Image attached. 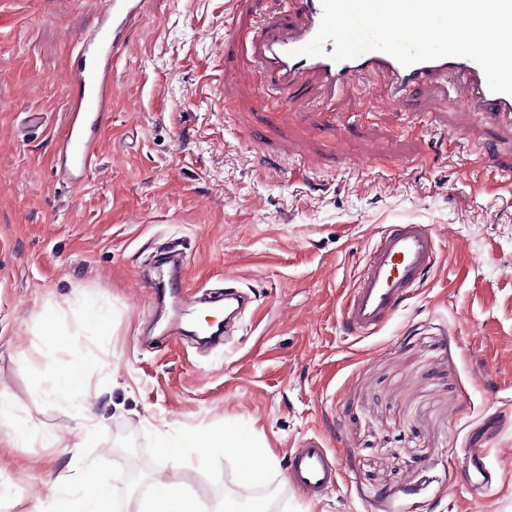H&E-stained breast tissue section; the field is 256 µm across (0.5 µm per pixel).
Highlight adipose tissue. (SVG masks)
I'll return each mask as SVG.
<instances>
[{"mask_svg":"<svg viewBox=\"0 0 512 512\" xmlns=\"http://www.w3.org/2000/svg\"><path fill=\"white\" fill-rule=\"evenodd\" d=\"M250 441L240 431L221 432L208 437H167L159 442L163 457L181 469L193 464L208 462L211 448H246ZM57 491L40 504L36 512H108V481L98 468L79 464L72 473L60 474L56 479ZM135 512H210L200 499L188 495L181 483L155 480L148 495L140 497L134 505Z\"/></svg>","mask_w":512,"mask_h":512,"instance_id":"1","label":"adipose tissue"}]
</instances>
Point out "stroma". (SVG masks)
Segmentation results:
<instances>
[{
  "instance_id": "1",
  "label": "stroma",
  "mask_w": 512,
  "mask_h": 512,
  "mask_svg": "<svg viewBox=\"0 0 512 512\" xmlns=\"http://www.w3.org/2000/svg\"><path fill=\"white\" fill-rule=\"evenodd\" d=\"M149 0L126 32L98 169L58 181L55 154L74 59L98 0H0V393L30 427L0 443V512H34L73 458L138 496L167 463L165 434L248 435L266 469L217 448L187 469L193 494L224 512H512V128L469 112L458 80L401 103L387 81L343 94L326 122L281 103L250 54L294 0ZM241 81L223 89L225 67ZM44 113L29 130L26 113ZM426 224L435 268L378 332L349 335L341 313L374 235ZM186 255L187 289L235 287L251 302L209 352L167 308L152 324L155 262ZM85 367L94 416L79 451L49 434L80 428L42 379ZM314 438L339 483L310 498L288 481V450ZM482 448L498 483L475 496L460 462Z\"/></svg>"
}]
</instances>
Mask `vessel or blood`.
<instances>
[{
	"label": "vessel or blood",
	"instance_id": "vessel-or-blood-1",
	"mask_svg": "<svg viewBox=\"0 0 512 512\" xmlns=\"http://www.w3.org/2000/svg\"><path fill=\"white\" fill-rule=\"evenodd\" d=\"M144 4L145 0H102L96 29L76 39V57L65 72L70 89L66 131L55 159L57 172L73 187H82L98 164L101 130L112 110V72L126 49L127 27ZM322 18V0H300L293 21H269L251 42L254 59L277 73L282 103L291 111H305V104L294 100L291 91L310 78L320 98L331 102L359 77L380 73L390 82L392 102L398 103L416 89L457 74V94L464 103L494 122L512 126V95L492 92L484 70L470 58L449 56L405 66L388 53L371 50L337 62L330 40L322 54H301V47L318 33ZM91 58L96 61L92 68L87 65ZM437 255V235L428 225L390 224L378 231L342 314L350 334L365 336L383 328L433 270ZM288 478L295 488L315 497L337 484L338 472L328 449L311 439L290 450Z\"/></svg>",
	"mask_w": 512,
	"mask_h": 512
}]
</instances>
